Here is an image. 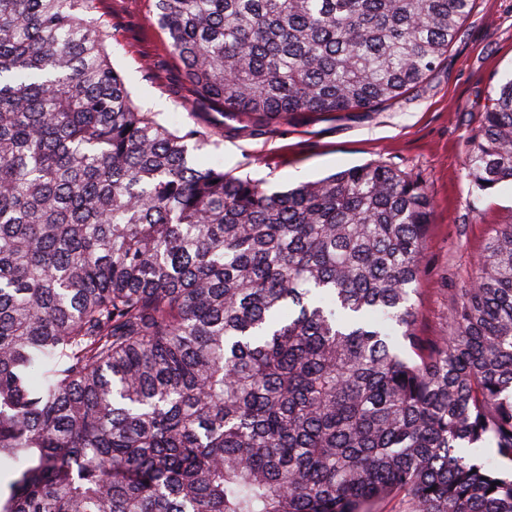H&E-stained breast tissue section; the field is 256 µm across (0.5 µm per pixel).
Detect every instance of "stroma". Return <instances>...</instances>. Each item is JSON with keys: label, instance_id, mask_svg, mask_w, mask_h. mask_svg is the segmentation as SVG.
<instances>
[{"label": "stroma", "instance_id": "35a3bbf8", "mask_svg": "<svg viewBox=\"0 0 512 512\" xmlns=\"http://www.w3.org/2000/svg\"><path fill=\"white\" fill-rule=\"evenodd\" d=\"M153 0H104L97 16L107 51L134 99L170 126L212 133L225 172L285 190L350 167L382 162L423 179L433 213L418 284V333H449L448 308L496 225L512 220V184L490 191L465 176V145L488 99L512 78V0H476L437 69L391 104L370 112L307 116L255 127L201 103L184 82Z\"/></svg>", "mask_w": 512, "mask_h": 512}]
</instances>
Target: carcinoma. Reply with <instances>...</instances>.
Segmentation results:
<instances>
[{
  "mask_svg": "<svg viewBox=\"0 0 512 512\" xmlns=\"http://www.w3.org/2000/svg\"><path fill=\"white\" fill-rule=\"evenodd\" d=\"M99 0H0V512H512V221L418 335L432 204L375 162L286 191L135 102ZM474 0H154L256 124L370 111ZM464 168L512 183V80ZM486 444L496 459L465 452Z\"/></svg>",
  "mask_w": 512,
  "mask_h": 512,
  "instance_id": "carcinoma-1",
  "label": "carcinoma"
}]
</instances>
